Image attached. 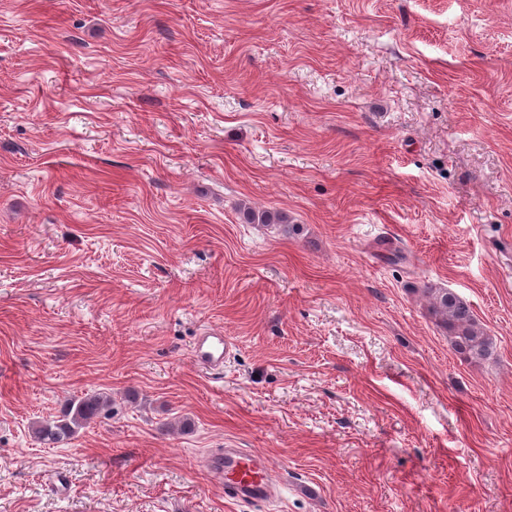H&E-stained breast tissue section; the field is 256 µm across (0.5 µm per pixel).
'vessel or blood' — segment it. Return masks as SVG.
<instances>
[{
  "label": "vessel or blood",
  "mask_w": 512,
  "mask_h": 512,
  "mask_svg": "<svg viewBox=\"0 0 512 512\" xmlns=\"http://www.w3.org/2000/svg\"><path fill=\"white\" fill-rule=\"evenodd\" d=\"M229 354L228 339L215 331L198 336L192 347L194 362L217 374L223 372ZM206 469L212 480L223 485L225 496L233 500L261 502L267 500L271 490L279 485V479L267 461L239 448H220L211 452Z\"/></svg>",
  "instance_id": "1"
}]
</instances>
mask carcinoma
Listing matches in <instances>:
<instances>
[{
  "label": "carcinoma",
  "mask_w": 512,
  "mask_h": 512,
  "mask_svg": "<svg viewBox=\"0 0 512 512\" xmlns=\"http://www.w3.org/2000/svg\"><path fill=\"white\" fill-rule=\"evenodd\" d=\"M242 219L247 224H280L285 231H294L288 217L278 211H256L246 205L240 207ZM432 299V313L439 324L448 331L455 349L470 357H485L491 342L473 317L469 304L457 293L448 290H425ZM112 415V395L104 392L86 394L67 400L60 415L49 420L32 423L31 431L37 442L58 446L71 440L78 429L92 421Z\"/></svg>",
  "instance_id": "carcinoma-1"
}]
</instances>
